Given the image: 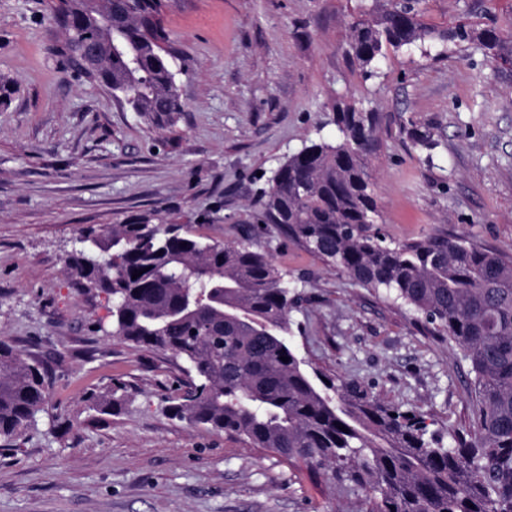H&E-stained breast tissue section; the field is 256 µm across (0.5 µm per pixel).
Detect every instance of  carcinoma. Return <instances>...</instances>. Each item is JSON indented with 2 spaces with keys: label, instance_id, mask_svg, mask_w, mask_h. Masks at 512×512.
<instances>
[{
  "label": "carcinoma",
  "instance_id": "carcinoma-1",
  "mask_svg": "<svg viewBox=\"0 0 512 512\" xmlns=\"http://www.w3.org/2000/svg\"><path fill=\"white\" fill-rule=\"evenodd\" d=\"M168 2L59 0L54 18L66 40L57 53L135 112H182L166 48ZM419 2L382 0L353 24L351 57L366 74L387 47L426 40L512 61L511 31L494 22L436 30L421 22ZM88 39L112 43L98 68L85 62ZM336 126L335 142H312L278 166L255 218L409 307L429 333L461 349L475 376V439L455 432L446 446L422 414L304 371L288 343L289 313L303 293L250 238L212 241L139 218L82 230L112 263L94 264L81 248L67 267L86 287L112 295V335L188 365L196 388H178L169 416L304 466L315 483L351 496L355 512H512V256L438 234L384 243L373 230L380 214L370 174L378 117L338 106ZM48 387L41 363L0 337L1 448L35 426ZM83 401L107 415L127 404L121 385Z\"/></svg>",
  "mask_w": 512,
  "mask_h": 512
}]
</instances>
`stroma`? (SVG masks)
I'll use <instances>...</instances> for the list:
<instances>
[{
    "mask_svg": "<svg viewBox=\"0 0 512 512\" xmlns=\"http://www.w3.org/2000/svg\"><path fill=\"white\" fill-rule=\"evenodd\" d=\"M48 0H0V336L44 358L49 399L17 447H0V512H350L281 456L170 417L183 380L171 354L107 336L112 300L79 286L66 260L81 228L138 216L235 242L241 228L298 281L288 341L306 369L356 382L431 419L440 437L475 431L474 376L455 343L423 335L391 305L289 244L253 212L286 158L336 139V108L377 113L371 159L377 231L404 243L462 236L512 253V65L387 49L373 76L348 53L372 0H182L165 25L185 105L135 112L52 53L65 31ZM422 20L512 22V0H422ZM437 143L418 148L415 134ZM120 384L102 416L86 392ZM126 391L122 385H114L102 393L87 392L83 401L101 414L119 415L126 407Z\"/></svg>",
    "mask_w": 512,
    "mask_h": 512,
    "instance_id": "1",
    "label": "stroma"
}]
</instances>
